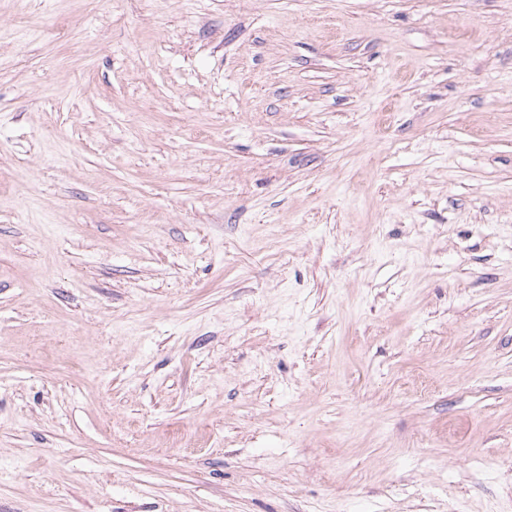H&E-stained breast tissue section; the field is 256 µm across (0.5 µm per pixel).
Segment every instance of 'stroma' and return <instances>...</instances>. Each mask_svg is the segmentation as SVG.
<instances>
[{
	"label": "stroma",
	"mask_w": 512,
	"mask_h": 512,
	"mask_svg": "<svg viewBox=\"0 0 512 512\" xmlns=\"http://www.w3.org/2000/svg\"><path fill=\"white\" fill-rule=\"evenodd\" d=\"M0 512H512V0H0Z\"/></svg>",
	"instance_id": "stroma-1"
}]
</instances>
